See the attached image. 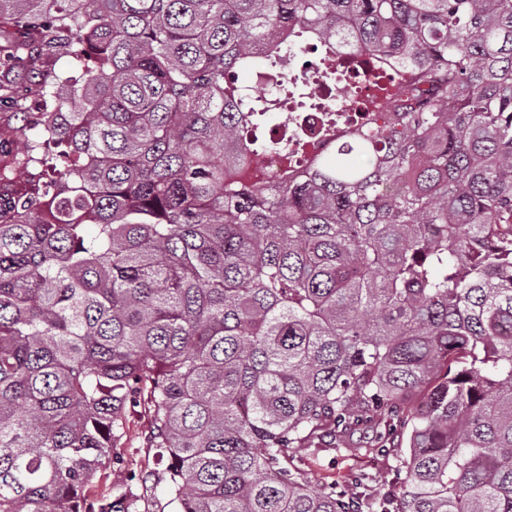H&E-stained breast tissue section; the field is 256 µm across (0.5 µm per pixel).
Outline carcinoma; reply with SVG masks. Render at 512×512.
Here are the masks:
<instances>
[{
	"label": "carcinoma",
	"mask_w": 512,
	"mask_h": 512,
	"mask_svg": "<svg viewBox=\"0 0 512 512\" xmlns=\"http://www.w3.org/2000/svg\"><path fill=\"white\" fill-rule=\"evenodd\" d=\"M61 56L0 191V512H134L93 482L142 404L177 512H362L295 452L364 429L381 512H512V0H0V102ZM372 75V68L361 69L356 78L352 79V81L342 85H336V88L332 90L321 89L318 93L327 101L335 100L336 109H345L348 100L347 94L352 93L354 90L356 92L360 90L364 92L369 82L372 81Z\"/></svg>",
	"instance_id": "cac0c4a2"
}]
</instances>
